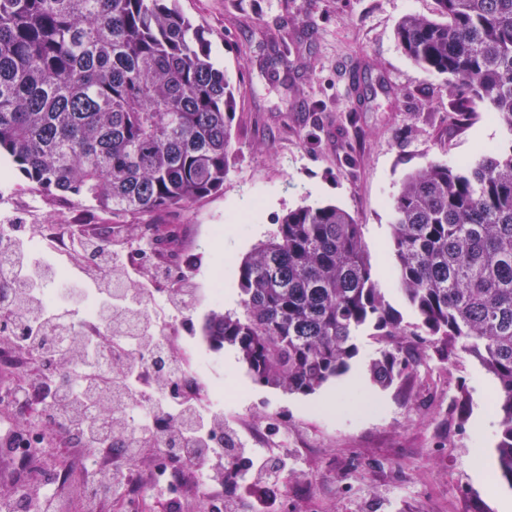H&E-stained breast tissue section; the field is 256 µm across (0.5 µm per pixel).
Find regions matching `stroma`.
I'll use <instances>...</instances> for the list:
<instances>
[{
    "label": "stroma",
    "mask_w": 512,
    "mask_h": 512,
    "mask_svg": "<svg viewBox=\"0 0 512 512\" xmlns=\"http://www.w3.org/2000/svg\"><path fill=\"white\" fill-rule=\"evenodd\" d=\"M210 42L212 59L234 88L232 157L223 193L165 213L185 250L177 272L199 290L185 336L201 338L214 309L235 310L232 278L211 295L216 271L272 233L288 210L332 204L356 217L372 271L405 322L415 317L394 288L391 203L403 181L431 161L473 159L502 144L488 113L448 117L444 77L425 72L401 48L396 26L409 14L437 17L436 0H178ZM93 224L124 242L107 215L46 195L31 196L0 158V225ZM390 338L367 328L350 374L304 396L256 384L235 351H216L213 371L235 390L226 422L247 456L280 460V487L239 488L238 512L263 495L274 512H499L512 485L496 478L497 385L470 354L439 362L411 336L410 378L383 388L368 365ZM374 404L370 414L362 405Z\"/></svg>",
    "instance_id": "35a3bbf8"
}]
</instances>
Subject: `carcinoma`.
<instances>
[{
  "label": "carcinoma",
  "mask_w": 512,
  "mask_h": 512,
  "mask_svg": "<svg viewBox=\"0 0 512 512\" xmlns=\"http://www.w3.org/2000/svg\"><path fill=\"white\" fill-rule=\"evenodd\" d=\"M437 2L443 19L398 23L402 49L455 79L452 119L483 104L509 142L432 161L394 198L395 285L416 322L386 301L356 219L303 205L231 264L239 310L211 311L203 338L255 383L303 395L349 370L367 326L394 339L368 366L382 388L414 371L406 337H428L442 361L460 348L498 384L497 475L512 485V0ZM234 115L224 68L176 0H0V158L47 196L120 217L219 194ZM137 304L114 288L98 313L116 327ZM83 396L116 398L93 383ZM127 442L116 414L112 443Z\"/></svg>",
  "instance_id": "1"
}]
</instances>
